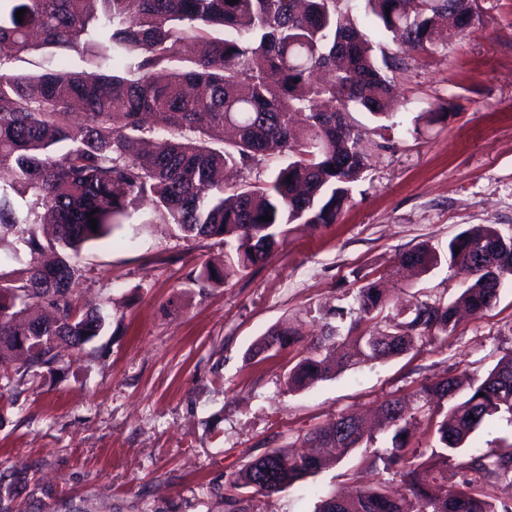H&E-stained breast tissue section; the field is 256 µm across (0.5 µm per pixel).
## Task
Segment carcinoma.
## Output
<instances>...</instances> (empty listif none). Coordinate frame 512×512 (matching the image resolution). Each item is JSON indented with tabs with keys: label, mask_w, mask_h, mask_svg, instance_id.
<instances>
[{
	"label": "carcinoma",
	"mask_w": 512,
	"mask_h": 512,
	"mask_svg": "<svg viewBox=\"0 0 512 512\" xmlns=\"http://www.w3.org/2000/svg\"><path fill=\"white\" fill-rule=\"evenodd\" d=\"M348 0H0V243L12 237L10 258L24 267L0 275V368L22 355L23 372L52 367L62 353L99 336L107 313L79 306L74 284L83 277L80 255L109 239L129 211L142 206V223L174 226L189 240L218 238L224 263L246 272L284 241L291 224L317 229L336 223L353 186L368 168L367 148L388 150L393 84L388 72L406 62L376 46ZM461 0H365L373 26L394 43L427 51L437 18L459 33L478 15ZM26 9L23 22L16 11ZM41 49L56 64L14 70ZM85 53L86 68L62 60ZM369 114L374 126L354 121ZM279 159L264 180L227 186L220 174L252 173L267 157ZM97 220L90 229L88 213ZM269 215L268 221L261 217ZM500 237L473 226L448 244L465 287L452 303L416 300L403 318L376 334L361 329L387 308L385 289L369 281L357 289L358 318L335 325L331 313L319 342L289 369L290 390L330 377L344 367L399 355L431 333L454 327L456 308L480 315L497 302L490 281L502 267L488 248ZM459 253H454V250ZM439 256L430 247L401 254L399 267L427 272ZM224 280L206 262L189 282L201 288ZM295 342L283 327L257 342L264 352ZM462 385L455 378L422 385L416 403L448 410L437 423L441 450L406 449L405 414L386 400L377 413L395 427L383 461L399 465L409 494L359 489L345 506L334 496L316 512H512L498 509L474 487L478 478L512 472V443L493 456L471 453L459 463L472 474L455 487L426 488L423 470L444 474L455 452L485 421L512 422V351L487 374ZM310 451L272 448L233 480L238 488L272 494L333 463L322 453L347 454L369 441L365 421L341 414L305 436Z\"/></svg>",
	"instance_id": "obj_1"
}]
</instances>
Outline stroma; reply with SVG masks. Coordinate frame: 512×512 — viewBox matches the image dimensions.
<instances>
[{
  "label": "stroma",
  "instance_id": "stroma-1",
  "mask_svg": "<svg viewBox=\"0 0 512 512\" xmlns=\"http://www.w3.org/2000/svg\"><path fill=\"white\" fill-rule=\"evenodd\" d=\"M483 22L459 34L440 25L431 51L393 72V150L372 155L335 224L291 225L249 271H226L199 291L186 277L221 261L214 239L179 238L132 212L111 240L84 249L81 304L106 309V332L57 369L0 377V512H314L330 493L406 486L385 466L393 428L368 447L271 495L232 481L272 448L294 451L343 413L411 402L421 384L476 378L512 351V281L482 315L407 352L348 366L291 391L286 374L321 334L320 312L346 310L382 278L390 313L413 299L455 300L462 277L448 242L475 225L512 235V0H474ZM429 245L441 262L392 277L402 252ZM296 341L256 356L271 327Z\"/></svg>",
  "mask_w": 512,
  "mask_h": 512
}]
</instances>
